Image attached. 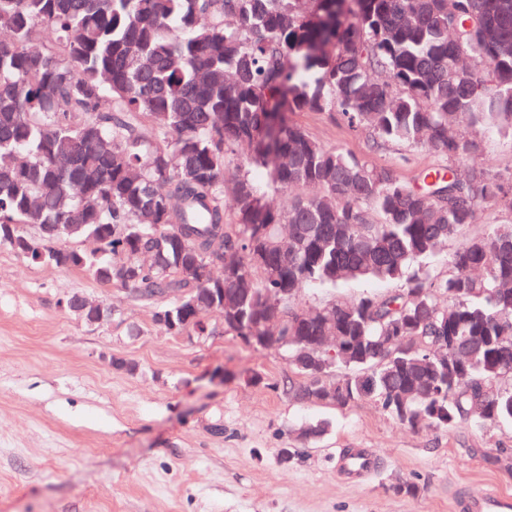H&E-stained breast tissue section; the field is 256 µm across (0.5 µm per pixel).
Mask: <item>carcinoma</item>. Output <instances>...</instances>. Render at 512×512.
<instances>
[{
    "mask_svg": "<svg viewBox=\"0 0 512 512\" xmlns=\"http://www.w3.org/2000/svg\"><path fill=\"white\" fill-rule=\"evenodd\" d=\"M0 29L1 245L124 280L170 334L198 335L182 295L241 338L278 303L292 370L273 388L299 404L512 424V223L480 226L512 195L476 162L486 134L512 139V0H0ZM304 111L448 163L406 181L311 137L290 119ZM270 187L302 193L275 214ZM29 224H76L98 248ZM457 238L448 271L427 266ZM140 250L150 262L114 267ZM353 281L395 289L301 305ZM333 321L349 354L315 376L295 357Z\"/></svg>",
    "mask_w": 512,
    "mask_h": 512,
    "instance_id": "cac0c4a2",
    "label": "carcinoma"
}]
</instances>
